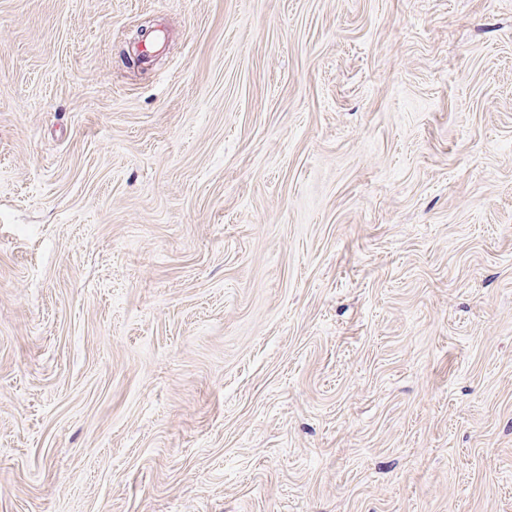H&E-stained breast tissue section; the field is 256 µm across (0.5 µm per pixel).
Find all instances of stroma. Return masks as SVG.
Returning a JSON list of instances; mask_svg holds the SVG:
<instances>
[{
  "label": "stroma",
  "mask_w": 512,
  "mask_h": 512,
  "mask_svg": "<svg viewBox=\"0 0 512 512\" xmlns=\"http://www.w3.org/2000/svg\"><path fill=\"white\" fill-rule=\"evenodd\" d=\"M0 512H512V0H0Z\"/></svg>",
  "instance_id": "35a3bbf8"
}]
</instances>
